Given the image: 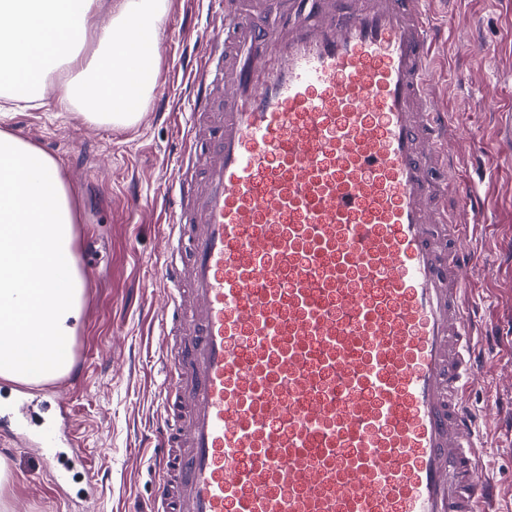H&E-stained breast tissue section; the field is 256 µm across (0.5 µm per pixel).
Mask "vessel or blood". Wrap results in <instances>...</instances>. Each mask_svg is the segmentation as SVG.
<instances>
[{"mask_svg":"<svg viewBox=\"0 0 512 512\" xmlns=\"http://www.w3.org/2000/svg\"><path fill=\"white\" fill-rule=\"evenodd\" d=\"M426 0H209L168 204L156 512H493Z\"/></svg>","mask_w":512,"mask_h":512,"instance_id":"b4317fda","label":"vessel or blood"}]
</instances>
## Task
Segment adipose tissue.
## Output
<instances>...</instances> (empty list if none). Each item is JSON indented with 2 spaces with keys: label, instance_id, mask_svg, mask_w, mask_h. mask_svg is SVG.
<instances>
[{
  "label": "adipose tissue",
  "instance_id": "1",
  "mask_svg": "<svg viewBox=\"0 0 512 512\" xmlns=\"http://www.w3.org/2000/svg\"><path fill=\"white\" fill-rule=\"evenodd\" d=\"M93 0H0V89L18 79L45 84L54 62H75L73 48L94 25ZM154 0H118L116 17L100 34L112 49L84 89L87 115L127 125L128 96L144 86L112 85L116 68L135 69L129 46L134 22L155 19ZM75 222L69 192L55 161L33 145L0 133V379L49 380L69 367L82 309L74 272Z\"/></svg>",
  "mask_w": 512,
  "mask_h": 512
}]
</instances>
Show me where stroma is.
I'll use <instances>...</instances> for the list:
<instances>
[{
    "label": "stroma",
    "instance_id": "stroma-1",
    "mask_svg": "<svg viewBox=\"0 0 512 512\" xmlns=\"http://www.w3.org/2000/svg\"><path fill=\"white\" fill-rule=\"evenodd\" d=\"M441 38L435 45L437 102L451 114L448 148L461 179L479 187L490 212L473 244L471 274L482 319L497 341L471 394L486 411L484 462L501 488L500 512H512V0H429ZM98 28L77 50L76 64L57 65L50 90L16 83L14 103L0 110V131L53 158L68 185L75 215L74 246L90 245L94 270L82 295L75 339L83 346L85 376L26 388L0 379V411L18 394L38 404L34 428L56 430L61 462L74 449L91 473L71 470L57 493L37 449L0 453L9 471L0 512H147L153 499L147 427L160 417L165 371L157 310L167 219L160 194L178 176L184 142L178 132L192 106L191 65L214 23L208 0H160V23L170 32L154 61L156 82L141 98L130 125L92 122L81 102L60 95L78 73L93 74L102 53L100 30L114 14L98 0Z\"/></svg>",
    "mask_w": 512,
    "mask_h": 512
}]
</instances>
